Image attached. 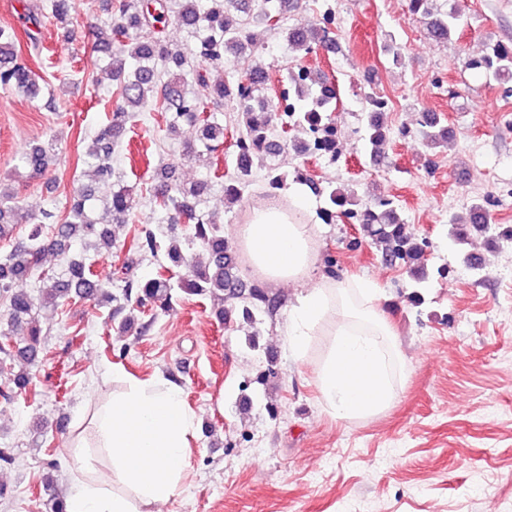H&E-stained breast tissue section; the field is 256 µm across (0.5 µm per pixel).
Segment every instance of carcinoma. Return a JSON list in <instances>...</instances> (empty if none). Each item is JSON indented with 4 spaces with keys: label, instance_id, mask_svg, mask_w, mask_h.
<instances>
[{
    "label": "carcinoma",
    "instance_id": "1",
    "mask_svg": "<svg viewBox=\"0 0 512 512\" xmlns=\"http://www.w3.org/2000/svg\"><path fill=\"white\" fill-rule=\"evenodd\" d=\"M411 10L423 18L430 36L446 43L462 23V14L456 9H445L438 0H410ZM294 8L293 0H263L259 14L251 13L249 0H112L113 22L111 37L103 42L106 67L116 80L115 105L109 119L95 137L82 163L98 181L112 179V154L122 141L127 124L134 112H164L168 114L166 133L170 136L180 130L182 123L197 128L194 141L185 146L186 154L201 157L215 155L224 146V116L217 108L229 102L242 121L236 140L234 174L224 184V199L235 204L249 184L253 171H266L269 186L280 190L286 184L288 173L283 170L279 152L281 146L273 134L274 117L271 101L263 89L269 80L266 67L255 63L242 75H229L211 87L209 97L199 98L191 91V83L207 84V68L220 67L230 54L252 47L254 52L263 43L252 31L255 21L270 29L281 27L286 12ZM50 9L56 24H68L72 10L71 0H51ZM174 20L187 30L193 44L186 50L171 48L165 33L166 24ZM328 17L307 27L288 28L285 39L300 55H308L332 40L327 27ZM474 66L485 70L493 80L512 81V50L495 47ZM289 90L301 102V107L288 113L293 131L289 147L301 155L336 154V135L332 114L339 101L338 90L332 82L317 85L302 84L286 72ZM0 85L14 88L30 97H37L40 89L33 71L16 45L15 32L0 27ZM386 102L374 93L364 97L361 115L365 151L371 161L384 158L383 145L387 125L383 119ZM422 140L426 148L436 149L448 141V132L434 112L422 114ZM55 152L54 140L30 145L19 157L22 168L30 176L43 174L50 155ZM314 193L322 198L321 215L328 221L344 217L362 221L371 243L381 247L383 255L403 263L410 276V298L418 303L421 290L428 287L427 241L410 233L394 202L379 196L369 205L361 204L357 192L350 188L323 187L310 182ZM211 181L203 180L178 184L163 176L154 187L153 201L166 215V223L175 225L181 217L192 224L191 241L201 252H188L180 240L171 235L160 239L147 229L134 242V248L153 257L163 256L157 274L144 281H127L125 299L135 300L136 306L168 304L173 295H209L220 302L219 317L235 304L234 285L242 284L237 274L234 256L228 252L224 235L218 224L200 207L202 198L210 190ZM94 198L89 186L76 191V197L67 211L58 216L47 210L38 213L27 209L30 223L22 240L8 252L0 254V294H7L4 326L0 327V374L6 360L18 359L35 364L43 350V330L35 319L36 310L52 306L64 307L76 301H90L96 306L112 303L110 282L105 281L87 264L85 251H109L113 246L112 224H124L137 204L134 187L117 184L107 203L109 223L104 224L90 204ZM19 210L13 189L0 182V239L13 234L15 215ZM475 237L484 238L488 246L502 241L512 242V228L505 229L493 222L485 201L472 203L462 215L448 221V239L458 247L460 262L473 272H480L485 264L466 249ZM52 252L60 259L55 270L43 269V260ZM173 268H182L181 276L169 274ZM43 283L33 294L18 287L31 277ZM242 307L243 316L250 321L275 306L276 300L268 292L253 285L247 289ZM25 329L21 342L11 340L12 328ZM54 478L44 477L43 488L48 491L46 512H66L63 498L52 493Z\"/></svg>",
    "mask_w": 512,
    "mask_h": 512
}]
</instances>
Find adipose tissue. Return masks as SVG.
I'll return each mask as SVG.
<instances>
[{
    "instance_id": "1",
    "label": "adipose tissue",
    "mask_w": 512,
    "mask_h": 512,
    "mask_svg": "<svg viewBox=\"0 0 512 512\" xmlns=\"http://www.w3.org/2000/svg\"><path fill=\"white\" fill-rule=\"evenodd\" d=\"M291 207L264 202L237 229V241L256 272L280 284L300 286L290 308L286 348L303 358L322 340L315 382L336 419L352 421L383 413L399 387L393 363L401 351L379 305L381 286L370 280L326 279L307 285L316 262L311 206L302 187L288 191ZM97 447L110 465L97 473L96 461L82 459L90 481L75 483L66 512H154L180 492L189 466L187 448L196 414L180 387L151 380H126L93 419Z\"/></svg>"
}]
</instances>
